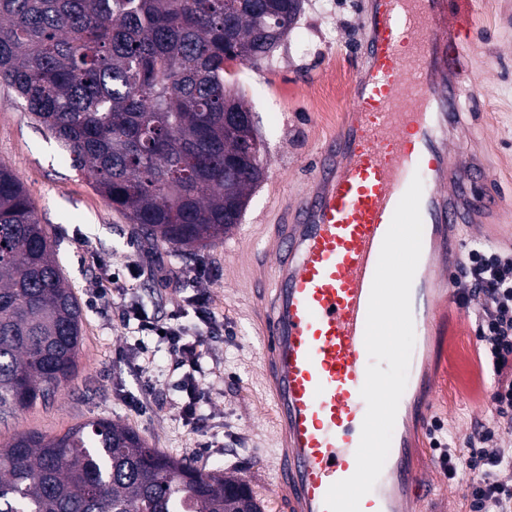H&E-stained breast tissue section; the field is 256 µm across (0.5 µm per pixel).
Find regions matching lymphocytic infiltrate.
<instances>
[{
  "label": "lymphocytic infiltrate",
  "mask_w": 512,
  "mask_h": 512,
  "mask_svg": "<svg viewBox=\"0 0 512 512\" xmlns=\"http://www.w3.org/2000/svg\"><path fill=\"white\" fill-rule=\"evenodd\" d=\"M460 268L470 283L472 294L482 298L476 313L478 356L493 377L489 400L498 426L476 429L470 441L471 450L466 455L450 442L438 438L433 439L432 445L439 450L449 478L467 471L470 512H512V480L503 477L504 472L512 473V452L488 447L500 431L512 432V251L491 241L479 240L466 247ZM132 330L142 336L162 335L170 349L188 363L191 372L185 377V399L180 416L186 424H197L200 408L207 400L200 378L202 354L197 329L140 317Z\"/></svg>",
  "instance_id": "1"
}]
</instances>
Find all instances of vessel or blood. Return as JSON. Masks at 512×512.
Wrapping results in <instances>:
<instances>
[{
	"label": "vessel or blood",
	"mask_w": 512,
	"mask_h": 512,
	"mask_svg": "<svg viewBox=\"0 0 512 512\" xmlns=\"http://www.w3.org/2000/svg\"><path fill=\"white\" fill-rule=\"evenodd\" d=\"M474 19L475 0H372L347 119L290 222L263 229L257 262L271 285L256 298L257 321L284 512H325L329 487L356 469L371 286L396 206L416 175L426 185L411 288L415 345L396 434L360 512H407L411 499L433 489L416 459L435 398L428 339L456 300L448 236L460 234L475 203L452 175L478 163L451 140Z\"/></svg>",
	"instance_id": "vessel-or-blood-1"
}]
</instances>
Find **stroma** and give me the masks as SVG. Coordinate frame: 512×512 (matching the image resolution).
Returning <instances> with one entry per match:
<instances>
[{"mask_svg": "<svg viewBox=\"0 0 512 512\" xmlns=\"http://www.w3.org/2000/svg\"><path fill=\"white\" fill-rule=\"evenodd\" d=\"M369 3L304 0L272 64H232L233 84L250 102L265 142V176L241 223L204 249L138 237L133 224L73 169L67 152L44 134L23 101L0 85V163L12 167L31 195L82 308L84 336L75 379L49 404L0 424V445L22 432L52 436L104 417L200 469L236 471L264 500L266 512H282L274 485L276 431L260 373L253 298L260 272L253 257L262 249L260 225L277 223L310 191L321 151L344 118V108L327 112L323 104L328 96L345 100L351 93ZM478 10L470 60L477 91L462 98V118L471 136L468 146L489 176L488 200L497 204L498 214L464 233L467 241L488 239L512 249V0H478ZM108 280L114 283L112 300L95 302V288ZM197 293L207 295L218 333L202 338L210 401L192 427L179 414L184 369L177 354L150 337L153 368L140 372L123 309L133 304L153 320L177 315L192 323L196 317L188 298ZM476 343L470 309L450 306L446 332L433 345L436 404L430 418L449 428L462 449L475 429L494 424L492 380ZM473 372L480 380L474 394L460 387Z\"/></svg>", "mask_w": 512, "mask_h": 512, "instance_id": "35a3bbf8", "label": "stroma"}]
</instances>
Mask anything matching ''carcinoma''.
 <instances>
[{
    "label": "carcinoma",
    "mask_w": 512,
    "mask_h": 512,
    "mask_svg": "<svg viewBox=\"0 0 512 512\" xmlns=\"http://www.w3.org/2000/svg\"><path fill=\"white\" fill-rule=\"evenodd\" d=\"M302 0H0V84L147 239L205 247L264 176L227 63H267ZM83 313L30 194L0 164V421L75 376ZM0 512H265L204 471L97 419L0 446Z\"/></svg>",
    "instance_id": "1"
}]
</instances>
